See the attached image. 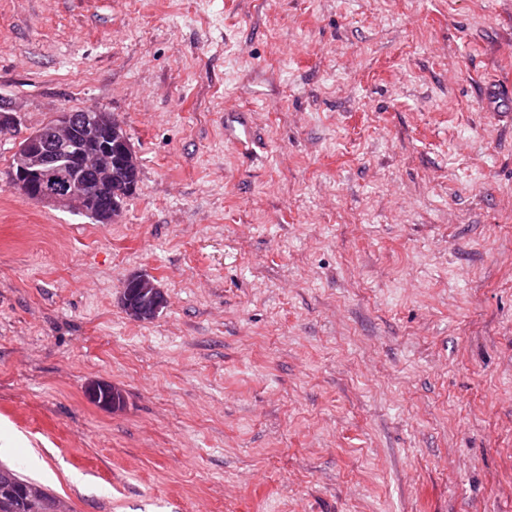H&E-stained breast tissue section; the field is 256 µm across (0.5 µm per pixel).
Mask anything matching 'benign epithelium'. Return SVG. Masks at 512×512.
Wrapping results in <instances>:
<instances>
[{
  "label": "benign epithelium",
  "mask_w": 512,
  "mask_h": 512,
  "mask_svg": "<svg viewBox=\"0 0 512 512\" xmlns=\"http://www.w3.org/2000/svg\"><path fill=\"white\" fill-rule=\"evenodd\" d=\"M18 107L9 105V112L0 115V136L17 131ZM83 119L85 124L77 123ZM68 114L58 117L45 126L39 136L25 135L31 153L41 155L49 149L67 167L62 170L51 164H43L33 171L30 165H21L10 172L11 184L20 194L29 199H42L69 210L82 212L100 191L112 187V165L118 158L127 164L137 163L136 155L127 138L118 129L107 132L98 130L89 114L81 117ZM84 130L87 146L77 151L74 148L77 131ZM120 303L126 313L137 320L142 317V307L158 312L166 305V297L159 284L146 276L135 275L126 280L121 289ZM88 397L99 407L115 410L120 403L112 400V385L92 383L87 389ZM44 492L33 484L18 485L11 474L0 471V500L14 504L16 512H24L27 507L40 500Z\"/></svg>",
  "instance_id": "obj_1"
}]
</instances>
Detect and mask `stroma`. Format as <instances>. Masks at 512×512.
Masks as SVG:
<instances>
[{"label":"stroma","mask_w":512,"mask_h":512,"mask_svg":"<svg viewBox=\"0 0 512 512\" xmlns=\"http://www.w3.org/2000/svg\"><path fill=\"white\" fill-rule=\"evenodd\" d=\"M492 86L512 0H0L21 133L101 110L140 165L99 224L0 138V464L63 512H512ZM133 293L134 297H132ZM120 303L130 317L139 320L142 317V306L158 312L165 307L166 297L156 280L135 275L124 283L121 289Z\"/></svg>","instance_id":"35a3bbf8"}]
</instances>
